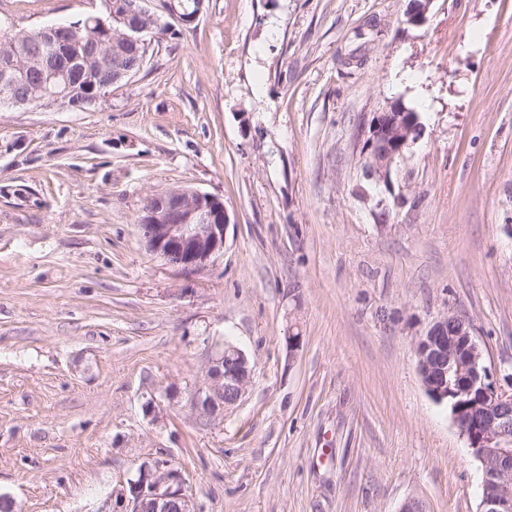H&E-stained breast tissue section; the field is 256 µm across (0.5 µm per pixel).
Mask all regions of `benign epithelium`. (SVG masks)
<instances>
[{
	"mask_svg": "<svg viewBox=\"0 0 512 512\" xmlns=\"http://www.w3.org/2000/svg\"><path fill=\"white\" fill-rule=\"evenodd\" d=\"M431 0H413L406 22L420 26L427 19ZM123 37L140 43L147 35L165 31L168 22L153 8L152 0H129L117 17ZM70 29H43L42 51L54 54L68 42ZM88 51L99 60L108 84L129 76L117 59L105 52L102 44L89 43ZM17 77L0 73V102L25 107L28 100L13 93ZM43 85L50 101L66 108L82 109L102 100L97 94L69 104V86ZM422 133L417 115L399 101L375 113L365 141L361 164L375 185L390 187L391 172L404 151ZM230 224L224 202L194 189L172 188L149 195L138 218L140 234L147 249L166 264L184 272H200L224 253L226 230ZM417 371L427 395L441 404L453 397V424L466 438L468 449L480 464L483 487L494 493L482 497V512H512V375L504 377L507 388L491 382L481 345L472 323L449 311L440 316L420 337L416 346ZM252 376L246 353L226 342L207 356L202 381L190 392L189 405L196 418L205 424L224 419V411L245 395ZM123 512H196L186 493L180 473L167 461H153L129 480L128 487L114 494Z\"/></svg>",
	"mask_w": 512,
	"mask_h": 512,
	"instance_id": "obj_1",
	"label": "benign epithelium"
}]
</instances>
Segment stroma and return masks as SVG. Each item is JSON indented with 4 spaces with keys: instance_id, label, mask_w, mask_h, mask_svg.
I'll return each mask as SVG.
<instances>
[{
    "instance_id": "stroma-1",
    "label": "stroma",
    "mask_w": 512,
    "mask_h": 512,
    "mask_svg": "<svg viewBox=\"0 0 512 512\" xmlns=\"http://www.w3.org/2000/svg\"><path fill=\"white\" fill-rule=\"evenodd\" d=\"M206 0L83 110H0V498L116 512L168 460L197 512H482L478 462L416 368L468 317L512 374V0ZM101 0H0L34 30ZM421 138L375 186V112ZM230 217L185 273L151 254L145 198ZM300 334L299 351L286 338ZM253 366L219 424L188 405L212 343Z\"/></svg>"
}]
</instances>
